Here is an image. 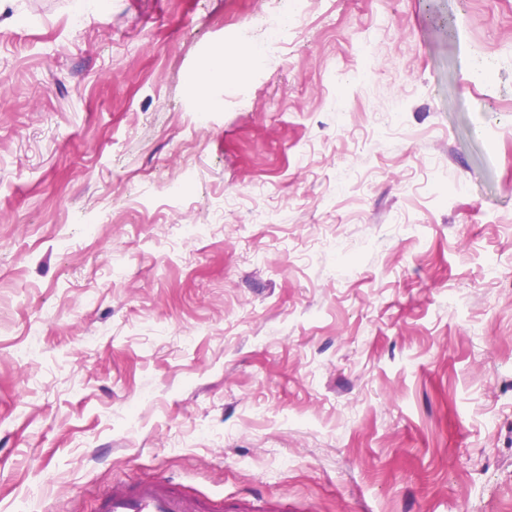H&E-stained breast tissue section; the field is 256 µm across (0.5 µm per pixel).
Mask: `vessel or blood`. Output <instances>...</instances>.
Returning a JSON list of instances; mask_svg holds the SVG:
<instances>
[{
    "mask_svg": "<svg viewBox=\"0 0 512 512\" xmlns=\"http://www.w3.org/2000/svg\"><path fill=\"white\" fill-rule=\"evenodd\" d=\"M99 512H251L239 502L217 496L203 501L187 495L163 480H147L136 486L115 485L99 501Z\"/></svg>",
    "mask_w": 512,
    "mask_h": 512,
    "instance_id": "b4317fda",
    "label": "vessel or blood"
}]
</instances>
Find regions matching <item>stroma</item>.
<instances>
[{"instance_id": "obj_1", "label": "stroma", "mask_w": 512, "mask_h": 512, "mask_svg": "<svg viewBox=\"0 0 512 512\" xmlns=\"http://www.w3.org/2000/svg\"><path fill=\"white\" fill-rule=\"evenodd\" d=\"M158 477L512 512V0H0V512ZM249 28L251 30L262 32V34L264 35V43L266 50H278L280 44H282L284 33L281 32L280 30H272L270 23L266 20L264 16H252L251 21L249 22Z\"/></svg>"}]
</instances>
